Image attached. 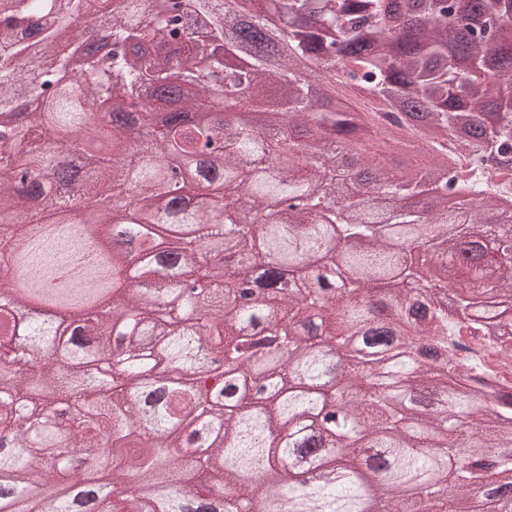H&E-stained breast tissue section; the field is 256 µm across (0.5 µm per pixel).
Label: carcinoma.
I'll use <instances>...</instances> for the list:
<instances>
[{
	"instance_id": "1",
	"label": "carcinoma",
	"mask_w": 512,
	"mask_h": 512,
	"mask_svg": "<svg viewBox=\"0 0 512 512\" xmlns=\"http://www.w3.org/2000/svg\"><path fill=\"white\" fill-rule=\"evenodd\" d=\"M223 2L237 15L224 44L191 29L183 0H0V115L14 122L0 130V280L30 272L0 290V323L37 289L54 297L81 245L45 238L40 219L68 224L104 194L134 202L100 219L112 293L55 301L68 332L53 319L0 333V503L78 512L85 484L108 487L86 512H512V389L468 384L448 345L512 343V193L491 174L512 153V80L497 78L512 74V0ZM101 9L108 43L75 27ZM282 33L291 53L272 63ZM338 86L383 104L386 123ZM136 126L147 155L129 147ZM54 128L76 132L70 153L111 145L63 196ZM212 145L181 195L169 155ZM21 151L39 184L13 172ZM450 195L468 201L450 212ZM144 221L194 229L155 266L160 290L128 286L110 235ZM451 253L450 300L419 285L417 260ZM385 276L404 287L374 302Z\"/></svg>"
}]
</instances>
